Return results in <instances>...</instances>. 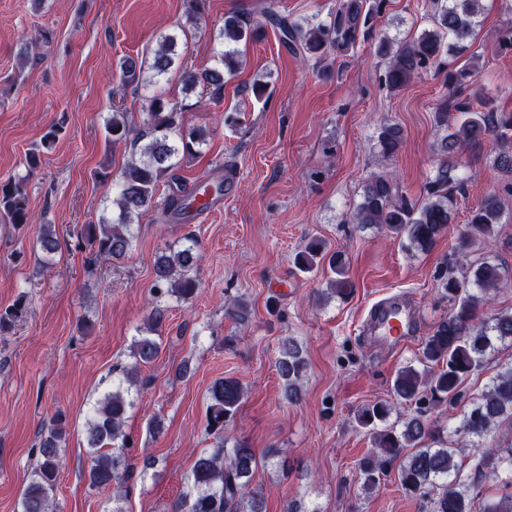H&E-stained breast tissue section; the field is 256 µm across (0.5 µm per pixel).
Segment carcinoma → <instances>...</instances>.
Wrapping results in <instances>:
<instances>
[{
    "mask_svg": "<svg viewBox=\"0 0 512 512\" xmlns=\"http://www.w3.org/2000/svg\"><path fill=\"white\" fill-rule=\"evenodd\" d=\"M386 0H341L327 21L292 22L281 16L277 2L268 0L262 9L264 23L232 15L219 29L221 48L214 64L206 69L192 68L180 60L177 39L159 37L152 58L128 56L117 67L123 85L135 88L159 84L172 71L179 73L187 92L201 89L209 99L224 100V72L238 66L237 44L249 41L261 25L278 32L289 50L319 64L333 52H347L366 41H376V52L387 61L380 82L395 92L416 76L428 71L443 78L449 99L438 112L443 124L453 122V132L442 142L443 157L424 186L422 202L412 201L392 172L371 174L362 187L361 199L347 222L374 224L385 229L409 250H430L451 222L453 191L461 188L458 156L468 144H478L485 136L496 137L499 153L495 167L512 178V112H503L492 98L474 89L480 72L479 56L454 67L444 55L470 47L482 14V0H430L432 28L418 37L395 44L386 37L375 38V25ZM187 104L172 103L158 93L146 109V130L133 134L128 112L115 110L105 120L106 138L116 145H130L131 155L115 176L101 172L97 177L112 185V215L82 226L81 235L90 245L94 259L118 262L136 247L138 232L134 225L148 211L164 180L176 178L175 171L184 159L200 152L207 144L209 130L184 128L181 112ZM62 128L50 127L40 146L25 155L23 165L31 173L41 163V149L59 138ZM403 143V131L396 125L382 128L377 137L379 153L393 158ZM27 176H14L0 183V217L21 231L33 223L27 204ZM498 194L492 193L472 210L460 238L458 250L450 254L438 274L442 297L451 305L448 317L434 325L426 338L418 363L408 365L395 376L392 390L397 403L376 402L364 406L357 415L360 427L369 431L373 448L360 462L363 484L367 488L381 484L389 468L397 466V478L405 493L428 499L430 512H471L468 490L461 483L460 466L448 444L433 448L425 443L435 437L427 419L428 409L454 404L463 396L465 382L481 371L498 340H512V310L485 315L481 308L490 292L512 285V272L491 257L470 259L471 253L486 250L498 235L501 223ZM40 250L52 254L59 246L56 225L41 224L37 235ZM200 259L198 240L183 237L182 245L155 255L153 262L152 303L144 334L132 345L133 365L122 368L123 381L105 392L97 401L86 428L91 465L86 474L91 489L112 490V512H123L120 501L127 479L124 449L128 447L123 431L132 407L130 389L145 386L149 379L141 367L155 361L161 343L153 336L162 325L163 303L174 297L181 302L193 299L199 289L194 269ZM295 266L304 273L318 268L328 270L326 286L333 294L350 292L348 261L341 251L330 249L318 238L310 239L294 257ZM28 293H18L14 302L0 309V335L10 333L28 312ZM276 370L284 383V397L299 399L307 362L301 348L291 338L279 345ZM206 430L216 439L210 452L200 454L192 467L194 495L175 512H263L260 492L249 489V477L257 465L253 449L237 444L225 447L224 431L233 421L245 397V389L235 378H218L208 389ZM410 407L411 413L401 428L386 425L396 404ZM506 420L512 421V364L500 368L480 397L474 400L453 429V435L472 441L479 455V478L490 481L500 495L490 499L484 512H512V442L502 445L494 438ZM67 432L59 413L39 434L38 464L30 474L19 501V512H55V491L63 466L61 443Z\"/></svg>",
    "mask_w": 512,
    "mask_h": 512,
    "instance_id": "carcinoma-1",
    "label": "carcinoma"
}]
</instances>
